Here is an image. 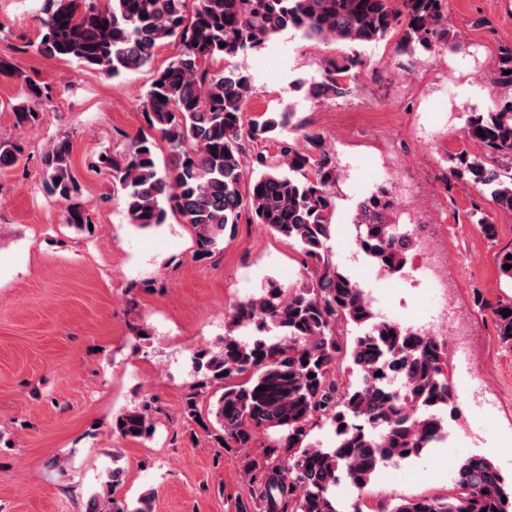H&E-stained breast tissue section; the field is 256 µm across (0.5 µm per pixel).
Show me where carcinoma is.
Segmentation results:
<instances>
[{
  "label": "carcinoma",
  "instance_id": "1",
  "mask_svg": "<svg viewBox=\"0 0 512 512\" xmlns=\"http://www.w3.org/2000/svg\"><path fill=\"white\" fill-rule=\"evenodd\" d=\"M446 9L447 0H41L37 53L112 79L151 65L171 40L180 44L155 69L142 102L143 119L159 134L170 164L159 166L157 141L142 133L123 153L105 158L129 223L159 226L167 211L176 212L193 229L196 254L208 257L245 215L296 244L311 270L299 287L285 290L270 280L234 304L227 315L232 329L221 345L192 356L196 382L184 419L200 421L197 397L215 385L222 390L211 410L219 444L244 450L258 431L275 436L262 461L245 462L247 471L258 472L251 494L265 512H344L336 488L347 483L362 490L380 466L421 456L445 435V411L456 396L443 372L447 345L376 319L362 288L333 263L335 158L316 133L303 134L304 146L289 139V112L246 115L253 76L237 59L288 30L308 39L369 43L402 29L430 46L448 35ZM354 67L351 59L332 64L310 95H349ZM17 80L14 124L32 128L40 121L35 102L47 92L20 74ZM494 83L512 86V44L499 49ZM466 136L484 152L454 154L448 177L512 211V176L502 177V168L512 169V99L472 113ZM261 142L266 147L255 151ZM71 152L70 138L56 137L40 162L46 192L66 204L65 223L82 230L90 219L78 201ZM397 208L396 197L381 188L359 203L354 219L358 247L392 274L416 248L394 224ZM505 309L512 311V302L497 304L493 313L501 343L512 348V314L503 316ZM341 321L360 328L352 340L338 336ZM240 327L253 330L249 340L234 334ZM341 355L349 358L353 383L335 379ZM261 386L266 390L258 391ZM322 420L334 428L331 448L309 439ZM112 432L150 438L148 403L113 414ZM121 480V469H113L106 491L88 500L86 512H153L151 496L120 504L113 494ZM463 499L468 512H512V483L492 461L474 456L457 469L453 494L402 499L391 512H457Z\"/></svg>",
  "mask_w": 512,
  "mask_h": 512
}]
</instances>
